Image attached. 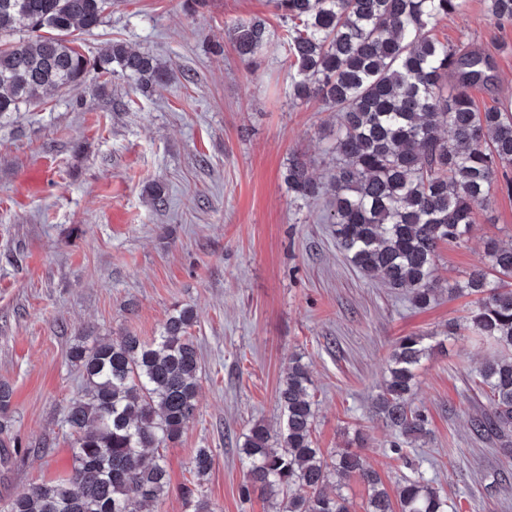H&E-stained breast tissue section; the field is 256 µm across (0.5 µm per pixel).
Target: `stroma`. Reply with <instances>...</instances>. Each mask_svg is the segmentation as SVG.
Returning <instances> with one entry per match:
<instances>
[{
	"mask_svg": "<svg viewBox=\"0 0 512 512\" xmlns=\"http://www.w3.org/2000/svg\"><path fill=\"white\" fill-rule=\"evenodd\" d=\"M252 17L284 30L269 0H120L76 49L93 59L116 40L149 52L168 69L166 85L144 93L123 78L90 80L0 119V384L12 391L0 512L73 468L63 409L83 379L69 348L127 330L152 338L186 306L202 365L198 411L165 446L168 494L144 512H189L200 448L212 451L201 489L217 512H276L265 496L242 498L238 445L255 423L278 428V386L297 354L313 375L319 448L333 452L359 432L387 487L415 467L457 512H512V457L469 431L489 406L475 369L490 350L451 335L470 300L448 294L488 239H512V195L493 191L467 244L440 248L426 308L357 272L322 223V202L295 207L284 183L297 151L314 174L332 168L335 114L315 99L290 102L282 47L241 61L229 31ZM436 35L490 55L492 82L471 90L478 109L512 106V23L492 18L485 0H465ZM44 158L54 165L49 188L23 192L25 172ZM410 334L430 347L415 402L432 436L406 465L373 402L394 342Z\"/></svg>",
	"mask_w": 512,
	"mask_h": 512,
	"instance_id": "stroma-1",
	"label": "stroma"
}]
</instances>
